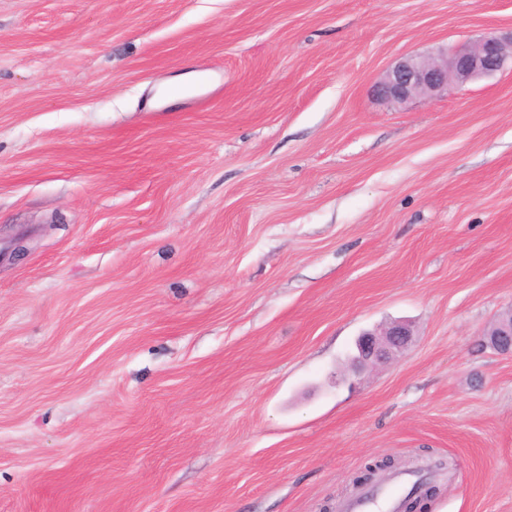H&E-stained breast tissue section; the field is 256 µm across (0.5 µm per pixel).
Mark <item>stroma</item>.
<instances>
[{
  "instance_id": "1",
  "label": "stroma",
  "mask_w": 512,
  "mask_h": 512,
  "mask_svg": "<svg viewBox=\"0 0 512 512\" xmlns=\"http://www.w3.org/2000/svg\"><path fill=\"white\" fill-rule=\"evenodd\" d=\"M509 30L512 0H0V512H325L388 457L447 462L428 512H512V73L375 91ZM490 346L501 355H512V314L498 320L492 332L488 333ZM411 326L403 321L390 322L382 330L364 332L358 340L357 355L351 358L355 376L365 369L391 361L412 340Z\"/></svg>"
}]
</instances>
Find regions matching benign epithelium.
I'll list each match as a JSON object with an SVG mask.
<instances>
[{
    "label": "benign epithelium",
    "instance_id": "benign-epithelium-1",
    "mask_svg": "<svg viewBox=\"0 0 512 512\" xmlns=\"http://www.w3.org/2000/svg\"><path fill=\"white\" fill-rule=\"evenodd\" d=\"M507 69L512 70V31L488 33L429 55L411 54L400 58L385 72L376 90L386 101L403 105L417 97L448 94ZM411 340V326L403 321H393L380 331L362 333L357 355L351 358L354 375L391 361ZM489 344L501 355H512V314L498 320L490 332Z\"/></svg>",
    "mask_w": 512,
    "mask_h": 512
}]
</instances>
